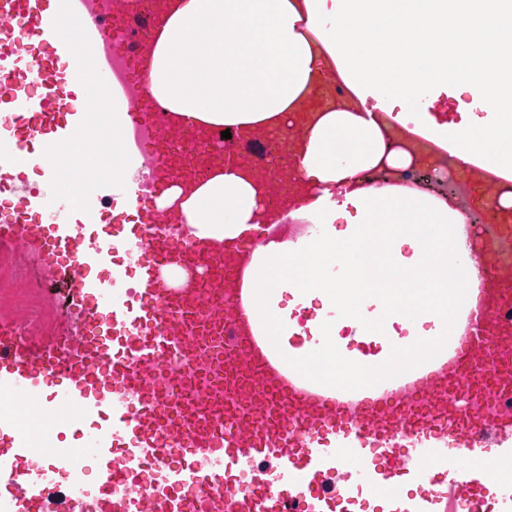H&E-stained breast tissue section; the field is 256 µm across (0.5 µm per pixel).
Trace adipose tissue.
<instances>
[{
  "mask_svg": "<svg viewBox=\"0 0 512 512\" xmlns=\"http://www.w3.org/2000/svg\"><path fill=\"white\" fill-rule=\"evenodd\" d=\"M362 30L372 39L366 52L358 47ZM331 65L361 109L327 107L304 131L295 167L309 191L298 206L270 210L245 167L171 187L156 205L179 204L195 236L218 241L261 219H305L312 234L260 247L247 281L260 289L278 335L290 338L294 313L310 309L305 328L330 357L368 337L382 356L416 365L443 350L453 287L470 277L448 230L465 218L444 199L365 174L410 164L385 137L393 124L454 136L459 162L480 155L512 173V110L498 106L512 99V0H177L154 45L149 90L198 122L272 131ZM460 85L474 89L486 117L452 128L432 107ZM126 112L113 107L101 127L64 150L82 169L108 170L113 182L130 185L143 159L126 146ZM377 112L384 122L374 121Z\"/></svg>",
  "mask_w": 512,
  "mask_h": 512,
  "instance_id": "ef3b65f1",
  "label": "adipose tissue"
}]
</instances>
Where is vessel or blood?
Here are the masks:
<instances>
[{"mask_svg":"<svg viewBox=\"0 0 512 512\" xmlns=\"http://www.w3.org/2000/svg\"><path fill=\"white\" fill-rule=\"evenodd\" d=\"M69 0H0V81L15 70L7 106L13 126L0 130V186L24 159L56 164L57 146L77 136L87 115L71 112L46 79L43 54L61 42ZM163 13H122L130 39L115 52L141 87L131 120L150 123L153 97L145 36ZM182 136L200 140L222 165H245L274 180L277 153L298 157L299 139L281 145L247 133L248 152L176 117ZM149 145L161 188L174 186L178 153L167 130ZM479 202L491 200L501 175L482 162L464 165ZM59 180L40 202V223L24 212L0 222V243L37 242L46 259H82L65 282L81 335H19L0 322V512H512V224L476 230L455 225L465 240L476 299L458 305L447 348L418 370L388 382L361 342L337 369L360 373L354 386L315 374L328 360L321 342L304 354L276 348L243 308L241 281L255 250L276 225L262 224L236 243L185 237L183 225L161 224L137 189L121 195L136 221L97 233L60 205ZM132 262L114 264L117 254ZM224 267V292L208 297L173 286V267L209 274ZM111 266L100 277L98 268ZM135 287H127L128 272ZM76 442L52 449L36 474L24 465L38 432L29 406ZM96 415L84 429L88 415ZM98 465L89 493L85 458Z\"/></svg>","mask_w":512,"mask_h":512,"instance_id":"obj_1","label":"vessel or blood"}]
</instances>
